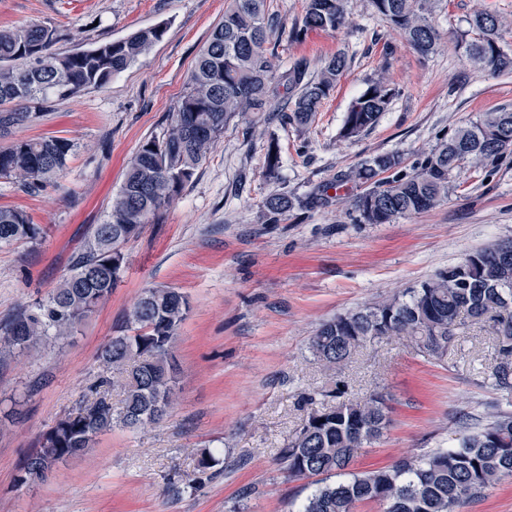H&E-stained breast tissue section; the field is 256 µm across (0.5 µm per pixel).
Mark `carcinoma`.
Returning a JSON list of instances; mask_svg holds the SVG:
<instances>
[{
	"instance_id": "1",
	"label": "carcinoma",
	"mask_w": 512,
	"mask_h": 512,
	"mask_svg": "<svg viewBox=\"0 0 512 512\" xmlns=\"http://www.w3.org/2000/svg\"><path fill=\"white\" fill-rule=\"evenodd\" d=\"M438 0H368L372 14L399 30L406 43L427 57L437 47L433 14ZM350 0H305L298 39L308 31L335 33L349 20ZM476 33L460 47L478 70L512 72V52L500 38L502 20L479 10L469 20ZM279 22L267 0H226L224 19L212 30L189 73L183 93L159 136L145 138L93 242L76 255L69 274L43 302L18 310L0 323V351L28 354L47 340L64 341L112 295L126 264L123 245L143 225L160 217L179 198L216 148L224 129L248 112H265L273 97L285 98L287 124L304 133L349 67L338 51L321 61L317 74L302 58L279 74L268 54ZM166 33L157 25L89 49L59 51L62 34L50 24L0 29V137L31 121L29 104L68 99L101 88L112 76L148 54ZM388 65L351 102L339 132L353 139L374 127L388 111L396 89ZM74 144L65 138L17 140L0 147V177L34 192L51 184L66 166ZM512 153V109L486 112L407 164L398 152L373 154L336 174L334 183L304 197L275 192L262 202L260 219L278 224L294 209L329 205V190L353 184L360 192L349 200L360 224H389L434 208L448 196L461 171L479 169ZM280 167V146L268 145L266 175ZM42 229L18 209H0V244L34 241ZM188 297L173 288L145 290L127 312L124 325L101 346L103 373L78 406L43 433L24 459L16 482H46L56 467L83 457L99 434L116 426L135 429L167 414L178 384L172 354ZM494 322L497 365L488 376L499 390L512 391V241L473 251L439 269L402 294L356 308L323 322L309 349L329 371L347 364L360 348L394 336L410 339L416 352L441 362L460 331L485 318ZM121 377L122 406L116 410L104 389L112 374ZM312 413L281 451L288 476L315 478V489L299 512H356L365 502L382 512H457L466 500L482 495L503 478H512V413L488 412L485 422L464 427L457 446L424 455H403L388 467L353 472L358 452L379 440L389 423L383 395L341 399Z\"/></svg>"
}]
</instances>
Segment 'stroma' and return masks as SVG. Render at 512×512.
Masks as SVG:
<instances>
[{
    "instance_id": "stroma-1",
    "label": "stroma",
    "mask_w": 512,
    "mask_h": 512,
    "mask_svg": "<svg viewBox=\"0 0 512 512\" xmlns=\"http://www.w3.org/2000/svg\"><path fill=\"white\" fill-rule=\"evenodd\" d=\"M225 0H0V28L49 23L63 50L90 48L158 24L167 31L152 51L103 88L48 103L0 144L62 137L75 145L53 184L35 194L0 178V207L25 211L44 234L0 244V321L45 300L76 253L102 223L147 137L163 131L192 63ZM484 8L502 17L512 49V0H439L436 51L417 55L401 35L352 0L348 27L310 31L268 46L278 71L345 51L349 68L306 133L276 121L283 103L236 118L155 224L125 247L122 279L108 301L63 344L0 359V512H296L312 490L289 477L281 448L320 409L328 391L346 398L383 393L390 424L363 448L353 471L380 468L407 454L454 446L464 417L489 405L512 411L493 387L492 322L465 328L444 361L416 354L400 337L361 348L325 370L308 349L318 325L399 294L436 270L495 240L512 239V153L464 171L429 211L390 224H357L342 203L293 210L280 223L258 213L270 193L301 196L364 158L398 151L408 159L435 144L439 131L512 108V74L479 71L457 45L468 18ZM399 93L377 125L353 141L338 130L352 100L381 65ZM281 167L265 175L270 141ZM188 296L191 311L173 346L179 368L175 405L140 430L113 428L88 457L59 464L44 484L20 487L18 467L39 436L79 404L102 372L100 345L149 288ZM221 462L202 471V449Z\"/></svg>"
}]
</instances>
